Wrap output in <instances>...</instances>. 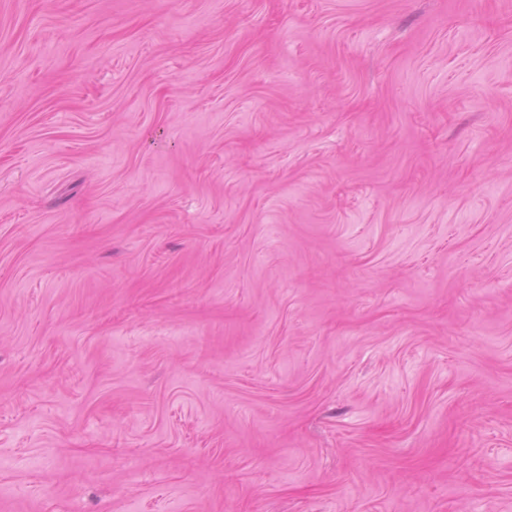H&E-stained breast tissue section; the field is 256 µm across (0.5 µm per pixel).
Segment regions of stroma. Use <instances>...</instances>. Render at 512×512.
<instances>
[{
	"label": "stroma",
	"mask_w": 512,
	"mask_h": 512,
	"mask_svg": "<svg viewBox=\"0 0 512 512\" xmlns=\"http://www.w3.org/2000/svg\"><path fill=\"white\" fill-rule=\"evenodd\" d=\"M0 512H512V0H0Z\"/></svg>",
	"instance_id": "stroma-1"
}]
</instances>
